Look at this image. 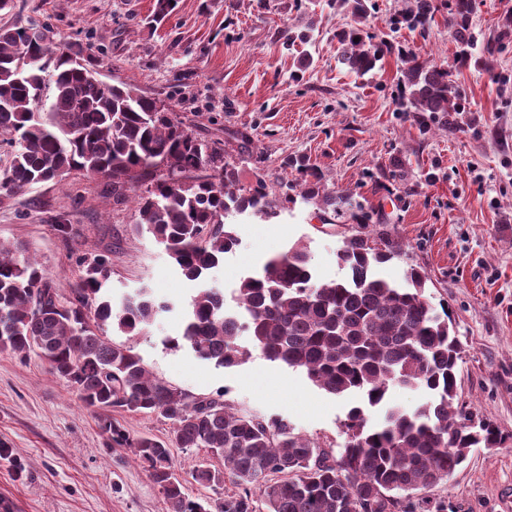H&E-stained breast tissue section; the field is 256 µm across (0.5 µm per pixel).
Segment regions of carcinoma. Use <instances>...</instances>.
I'll list each match as a JSON object with an SVG mask.
<instances>
[{
	"label": "carcinoma",
	"instance_id": "obj_1",
	"mask_svg": "<svg viewBox=\"0 0 512 512\" xmlns=\"http://www.w3.org/2000/svg\"><path fill=\"white\" fill-rule=\"evenodd\" d=\"M326 6L353 20L336 28L339 62L360 77L374 71L393 48L367 28L374 0H327ZM442 7L453 61L401 51L396 100L422 128L439 120L452 132L461 113L471 111L454 73L473 64L495 74L499 55L512 44V15L480 38L471 24L476 0H403L390 30L425 39ZM52 33L48 23L0 27V148H10L0 164V196L73 171L110 180L117 197L132 189L136 229L151 233L181 274L202 284L171 347L187 344L198 358L232 368L250 357L239 344L248 336L265 359L301 370L328 394L356 393L360 402L340 421L344 442L323 448L282 419L243 414L221 399L158 380L140 357L99 331L113 320L123 333H142L172 306L147 288L117 304L110 295L100 299L110 278L105 255L84 266L66 297L34 258H18L0 243V351H38L87 407L167 419L168 443L132 438L108 416L102 429L111 447L130 448L147 464L170 512H260L259 497L266 512H448V501L426 491L448 482L471 449L500 447L509 436L455 406L462 348L448 311L427 302L420 270L407 269L401 282L381 272L402 253L400 242L384 233L350 236L337 253L347 275L330 281L316 278L306 247L295 243L241 279L235 295L241 313L226 314L224 292L207 286L224 254L239 245L225 219L273 217L294 199L281 198L261 174L239 186L223 140L194 133L170 106L131 84H102L90 61L79 67L71 61L83 49L60 47ZM162 157L167 172L154 165ZM282 167L296 173L303 201L320 202L337 217L356 210L359 223L370 221L349 195L330 193L323 171L306 157L287 156ZM394 388L419 389L427 401L412 410L392 406ZM172 444L221 458L220 468L200 465L195 480L214 490L230 482L234 490L204 502L186 497Z\"/></svg>",
	"mask_w": 512,
	"mask_h": 512
}]
</instances>
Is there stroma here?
Here are the masks:
<instances>
[{"label": "stroma", "mask_w": 512, "mask_h": 512, "mask_svg": "<svg viewBox=\"0 0 512 512\" xmlns=\"http://www.w3.org/2000/svg\"><path fill=\"white\" fill-rule=\"evenodd\" d=\"M156 0H14L0 26L50 23L61 47L82 45L107 82H125L170 105L190 129L252 139L224 155L241 186L264 174L269 184L293 181L283 157L306 155L323 170L328 189L347 190L373 216L360 225L301 200L277 216H239V246L216 272L224 308L236 309L241 278L259 272L294 243L306 246L316 275L340 279L337 252L357 232H387L403 246L383 268L392 279L417 267L426 295L444 303L463 347L458 402L474 418L512 437V83L480 69L455 77L472 104L455 132L439 124L420 131L394 98L401 61L386 55L376 74L356 77L337 61L342 17L324 0H177L163 21ZM311 31L286 46L288 32ZM394 42L435 62L452 60L448 12L440 10L428 38L403 29ZM135 205L112 196L106 180L75 173L0 200V241L27 249L62 290L80 278L83 263L108 256L113 294L148 287L153 296L187 303L186 280L148 232H135ZM178 310L148 331L100 334L131 349L166 384L197 397L224 395L236 410L287 420L324 447L342 443L340 422L357 396L334 397L305 373L267 361L260 351L224 369L199 360L179 336ZM221 467L206 449L177 448L175 472L192 498L212 496L193 478L200 463ZM449 512H505L512 502V440L475 448L448 482L432 491ZM16 512H167L146 464L130 449L111 448L99 410L58 378L37 352H0V500Z\"/></svg>", "instance_id": "obj_1"}]
</instances>
